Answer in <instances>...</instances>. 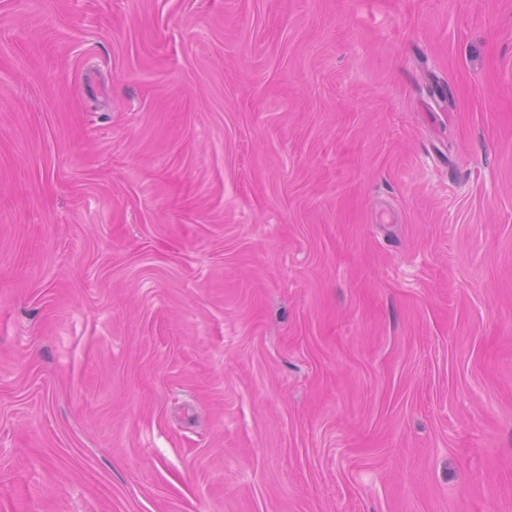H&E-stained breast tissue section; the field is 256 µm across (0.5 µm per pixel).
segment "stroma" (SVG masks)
Returning a JSON list of instances; mask_svg holds the SVG:
<instances>
[{"label": "stroma", "mask_w": 512, "mask_h": 512, "mask_svg": "<svg viewBox=\"0 0 512 512\" xmlns=\"http://www.w3.org/2000/svg\"><path fill=\"white\" fill-rule=\"evenodd\" d=\"M0 512H512V0H0Z\"/></svg>", "instance_id": "stroma-1"}]
</instances>
